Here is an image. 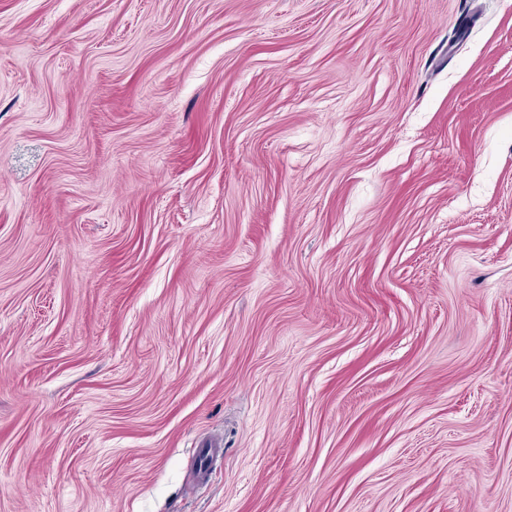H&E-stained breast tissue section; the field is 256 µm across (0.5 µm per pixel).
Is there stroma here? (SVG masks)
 Returning <instances> with one entry per match:
<instances>
[{
  "label": "stroma",
  "mask_w": 512,
  "mask_h": 512,
  "mask_svg": "<svg viewBox=\"0 0 512 512\" xmlns=\"http://www.w3.org/2000/svg\"><path fill=\"white\" fill-rule=\"evenodd\" d=\"M0 512H512V0H0Z\"/></svg>",
  "instance_id": "stroma-1"
}]
</instances>
